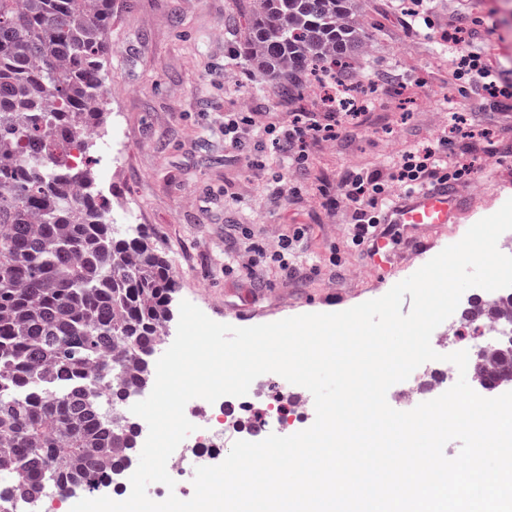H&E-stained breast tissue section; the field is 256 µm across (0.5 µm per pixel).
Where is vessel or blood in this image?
I'll return each mask as SVG.
<instances>
[{"label": "vessel or blood", "mask_w": 512, "mask_h": 512, "mask_svg": "<svg viewBox=\"0 0 512 512\" xmlns=\"http://www.w3.org/2000/svg\"><path fill=\"white\" fill-rule=\"evenodd\" d=\"M464 201L457 187L439 183L428 191L404 197L387 212L384 221L399 225L411 234L424 227L453 223Z\"/></svg>", "instance_id": "obj_1"}]
</instances>
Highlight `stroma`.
Wrapping results in <instances>:
<instances>
[{
    "label": "stroma",
    "mask_w": 512,
    "mask_h": 512,
    "mask_svg": "<svg viewBox=\"0 0 512 512\" xmlns=\"http://www.w3.org/2000/svg\"><path fill=\"white\" fill-rule=\"evenodd\" d=\"M242 0H132L112 14L107 111L101 132L115 140L112 158L94 150L97 184L113 213L135 211L141 231L169 256L178 276L175 301L237 327L307 313H334L385 295L427 259L458 242L512 192V95L491 98L466 86L452 68L458 50L480 53L512 78V0H423L430 25L404 24L403 0H359L366 31L344 85L366 105L340 115L335 139L318 145L305 169L283 171L269 137L252 136L267 162L262 175L245 152L224 142L228 112L288 118L294 106L256 80L232 52L243 37L226 25ZM459 31L463 45L445 40ZM457 127L452 148L473 160L463 189L472 201L456 223L420 234L424 256L406 234L392 236L389 270L379 274L366 250L348 238L352 211L337 183L351 171L392 166L400 156ZM295 187L274 198L276 178ZM302 224L307 235L294 265L268 254ZM262 246L253 266L224 269V255Z\"/></svg>",
    "instance_id": "stroma-1"
}]
</instances>
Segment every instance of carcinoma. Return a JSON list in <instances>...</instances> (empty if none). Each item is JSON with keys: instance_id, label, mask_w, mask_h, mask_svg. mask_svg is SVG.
<instances>
[{"instance_id": "1", "label": "carcinoma", "mask_w": 512, "mask_h": 512, "mask_svg": "<svg viewBox=\"0 0 512 512\" xmlns=\"http://www.w3.org/2000/svg\"><path fill=\"white\" fill-rule=\"evenodd\" d=\"M112 0H0V506L29 512L133 461L139 425L112 422L152 383L177 278L149 237L115 231L90 141L106 101ZM356 0H251L239 56L285 101L314 66L343 74L366 36Z\"/></svg>"}]
</instances>
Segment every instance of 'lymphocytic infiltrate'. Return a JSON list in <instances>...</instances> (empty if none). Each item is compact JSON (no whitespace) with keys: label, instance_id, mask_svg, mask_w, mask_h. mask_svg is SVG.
<instances>
[{"label":"lymphocytic infiltrate","instance_id":"lymphocytic-infiltrate-1","mask_svg":"<svg viewBox=\"0 0 512 512\" xmlns=\"http://www.w3.org/2000/svg\"><path fill=\"white\" fill-rule=\"evenodd\" d=\"M458 78L467 79L491 96L500 93L495 70L474 52H459L454 61ZM337 114L333 108L319 112H297L286 121L261 122L255 112H228L224 115V140L237 149L245 148L248 136L259 128L270 136L274 149L286 168L306 164L315 146L336 133ZM451 140L440 132L425 145L401 155L392 168L349 175L341 180L339 191L354 209L349 235L353 245L370 244L384 214L382 205L395 192L411 195L439 182L468 181L471 162L448 156Z\"/></svg>","mask_w":512,"mask_h":512}]
</instances>
